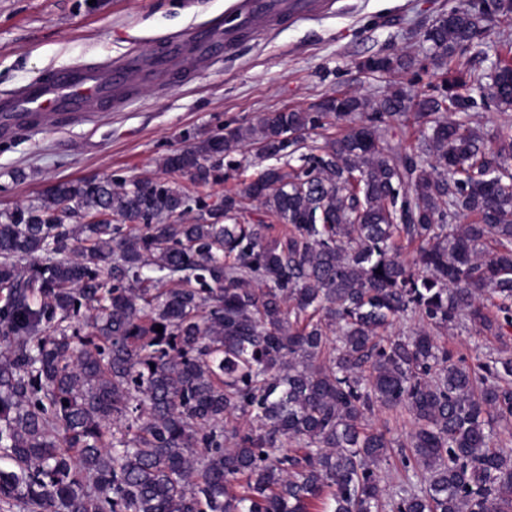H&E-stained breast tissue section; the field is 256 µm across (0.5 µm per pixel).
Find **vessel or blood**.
<instances>
[{"label": "vessel or blood", "instance_id": "vessel-or-blood-1", "mask_svg": "<svg viewBox=\"0 0 512 512\" xmlns=\"http://www.w3.org/2000/svg\"><path fill=\"white\" fill-rule=\"evenodd\" d=\"M277 7L276 0H239L235 15L224 21L225 36H232L240 22L267 26ZM166 64L163 58L146 62L131 56L117 65L109 61L78 63L59 69L50 79L31 80L12 97L0 100V133L22 121L45 128L58 120L89 118L97 101L116 98L130 79Z\"/></svg>", "mask_w": 512, "mask_h": 512}]
</instances>
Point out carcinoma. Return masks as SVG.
I'll use <instances>...</instances> for the list:
<instances>
[{"label":"carcinoma","mask_w":512,"mask_h":512,"mask_svg":"<svg viewBox=\"0 0 512 512\" xmlns=\"http://www.w3.org/2000/svg\"><path fill=\"white\" fill-rule=\"evenodd\" d=\"M511 15L443 12L423 33L440 85L347 92L162 158L197 187L249 151L266 163L214 202L107 176L1 211L0 508L512 512V356L470 364L437 336L512 334V126L472 127L464 94L512 111V60L459 63ZM368 62L412 87L427 72ZM382 126L416 127V147ZM401 320L417 326L387 334ZM399 410L414 428L395 448L368 420Z\"/></svg>","instance_id":"cac0c4a2"}]
</instances>
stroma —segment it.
Here are the masks:
<instances>
[{
  "label": "stroma",
  "instance_id": "obj_1",
  "mask_svg": "<svg viewBox=\"0 0 512 512\" xmlns=\"http://www.w3.org/2000/svg\"><path fill=\"white\" fill-rule=\"evenodd\" d=\"M457 0H331L247 30L201 66H176L135 86L119 110L98 107L84 122L14 129L0 137V211L36 202L58 181L161 176L159 160L189 136L225 122L255 121L323 97L359 90L378 99L405 85L400 74L358 69L359 60L397 51L429 61L423 29ZM234 0H0V97L78 61L164 56L176 40L222 31ZM24 179L15 180L11 171ZM468 361L499 348L474 327L442 333Z\"/></svg>",
  "mask_w": 512,
  "mask_h": 512
}]
</instances>
